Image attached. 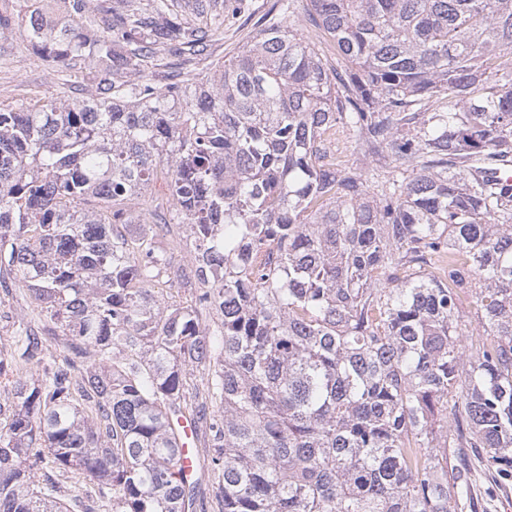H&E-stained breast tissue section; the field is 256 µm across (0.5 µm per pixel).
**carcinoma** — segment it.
I'll use <instances>...</instances> for the list:
<instances>
[{
  "mask_svg": "<svg viewBox=\"0 0 512 512\" xmlns=\"http://www.w3.org/2000/svg\"><path fill=\"white\" fill-rule=\"evenodd\" d=\"M41 3L31 44L95 90L0 103V287L65 349L21 319L0 356V512H67L70 471L100 512H207L205 474L218 512H476L471 456L511 484L512 0H276L290 20L201 80L219 13ZM329 129L388 173L331 160ZM136 200L173 206L188 264ZM176 426L181 435L180 442V456L181 463L184 468L185 474L188 475L192 470V450L191 448L194 442V424L193 420L188 417H178L176 420Z\"/></svg>",
  "mask_w": 512,
  "mask_h": 512,
  "instance_id": "carcinoma-1",
  "label": "carcinoma"
}]
</instances>
